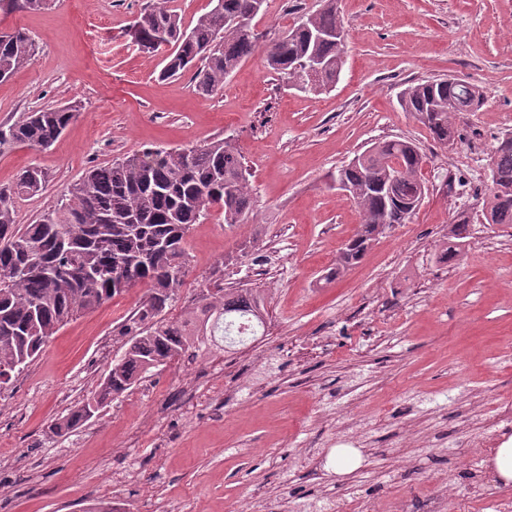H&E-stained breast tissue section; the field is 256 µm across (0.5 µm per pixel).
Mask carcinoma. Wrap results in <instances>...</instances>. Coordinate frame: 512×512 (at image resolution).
<instances>
[{
    "label": "carcinoma",
    "mask_w": 512,
    "mask_h": 512,
    "mask_svg": "<svg viewBox=\"0 0 512 512\" xmlns=\"http://www.w3.org/2000/svg\"><path fill=\"white\" fill-rule=\"evenodd\" d=\"M264 0H212L195 24L164 0L147 8L133 24L137 45L153 54L171 48L159 77L191 73L195 93L209 97L259 48L263 35L252 25ZM50 0H10L8 13L45 9ZM337 0L299 19L265 45L270 70L291 89L319 94L336 85L345 64L346 42ZM34 39L20 29L0 31V81L27 66L35 55ZM315 56L325 70L312 79L298 64ZM484 93L458 78L410 84L400 94L403 111L414 115L432 138L454 140V118L476 112ZM73 106L44 107L0 125V153L16 146L36 152L52 147L76 120ZM491 187L483 200L488 224H512V203L499 192L512 190V144L494 147ZM336 180L351 193L362 221L341 249L325 279L339 278L357 264L372 242L394 224H405L421 206L426 185L420 177L419 147L405 139L374 143L336 171ZM47 172L31 163L15 181L0 187V386L9 383L48 344L60 328L92 312L138 283L148 293L122 336L123 353L93 395L53 424L64 434L91 419L109 401L131 389L153 370L190 356L218 339L237 342L230 333L233 317L250 313L264 323L262 300L249 291L217 297L203 291L180 321L161 318L184 284L186 238L195 224L216 210L224 223L247 221L252 194L243 156L231 141L171 149H146L91 166L76 181L69 198L31 224L16 223V198L45 191ZM469 222L452 225L448 261L462 255Z\"/></svg>",
    "instance_id": "carcinoma-1"
}]
</instances>
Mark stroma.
<instances>
[{
  "label": "stroma",
  "instance_id": "1",
  "mask_svg": "<svg viewBox=\"0 0 512 512\" xmlns=\"http://www.w3.org/2000/svg\"><path fill=\"white\" fill-rule=\"evenodd\" d=\"M151 2L54 0L0 13V29H26L36 44L30 64L0 82V124L49 105L79 112L49 151L0 154V187L29 163L47 171L42 194L16 201L28 224L91 166L232 139L254 212L229 225L214 210L192 227L189 273L164 315L179 318L203 288H252L268 333L150 374L56 436L51 423L121 357V332L147 287L61 328L0 391V512H84L100 500L124 512H340L357 496L387 507L408 498L425 512L447 489L469 512L511 501L489 452L466 481L454 444L468 432L485 439L481 420L512 396V227L480 219L491 152L512 131V0H338L348 44L330 91L288 88L259 51L208 98L189 77L160 79V56L132 40ZM322 5L265 0L254 24L272 38ZM448 76L485 100L456 117L457 136L443 146L399 95ZM385 139L419 146L424 202L325 282L361 220L336 170ZM461 218L471 236L447 267L438 256ZM348 410L364 420L367 445L357 468L340 473L334 433ZM473 483L483 504L467 501Z\"/></svg>",
  "mask_w": 512,
  "mask_h": 512
}]
</instances>
